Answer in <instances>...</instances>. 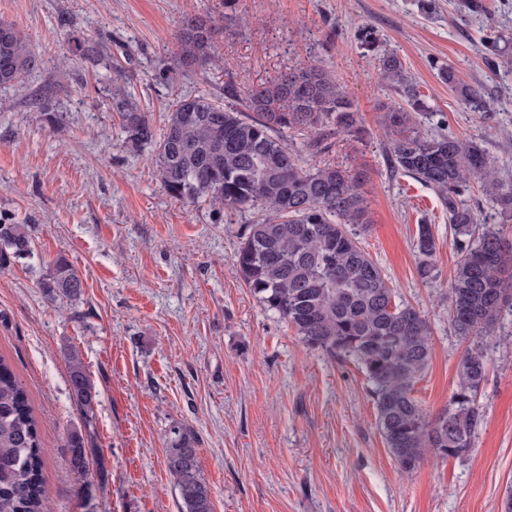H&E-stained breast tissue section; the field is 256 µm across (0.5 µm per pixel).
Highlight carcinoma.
Masks as SVG:
<instances>
[{
	"label": "carcinoma",
	"instance_id": "obj_1",
	"mask_svg": "<svg viewBox=\"0 0 512 512\" xmlns=\"http://www.w3.org/2000/svg\"><path fill=\"white\" fill-rule=\"evenodd\" d=\"M216 28L197 15L184 18L174 54L180 67L202 69L218 61ZM382 78L396 84L404 105L384 116L392 131L390 164L434 189L448 208L458 253L448 285V322L468 342L457 367L448 406L427 412L415 396L434 352L430 319L404 302L362 245L368 224L360 188L367 173L326 163L304 169L283 139L288 130L361 138L362 117L346 92L317 65H303L276 79L243 88L224 81L225 103L203 96H179L169 105L162 132L148 113L121 93L112 97L127 150L152 149L151 162L168 194L180 201L209 202L216 222L224 210H257L262 218L244 225L234 256L236 270L253 297L293 328L311 351L352 359L367 383L378 430L394 461L414 471L427 453L463 459L473 447L484 411L478 403L487 379L481 338L512 304V238L485 227L460 197L470 180L503 223L512 221V186L494 176L492 157L476 141L453 134L422 136L413 115L425 110L420 92L394 54H378ZM38 67L30 39L0 21V87L22 82ZM441 78L460 98L473 102L482 88L461 82L453 69ZM25 224L0 222V267L33 254ZM419 279L439 277L437 241L429 224L414 240ZM44 297L78 304L84 282L65 259L51 264L39 281ZM72 397L85 415L94 411L97 391L78 352L67 354ZM166 467L178 491L180 512H214L210 486L202 474L198 439L181 423L166 437ZM71 464L86 473L88 451L82 433L69 436ZM0 512H47L44 448L26 387L0 355Z\"/></svg>",
	"mask_w": 512,
	"mask_h": 512
}]
</instances>
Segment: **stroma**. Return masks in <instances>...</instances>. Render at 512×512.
<instances>
[{
  "instance_id": "35a3bbf8",
  "label": "stroma",
  "mask_w": 512,
  "mask_h": 512,
  "mask_svg": "<svg viewBox=\"0 0 512 512\" xmlns=\"http://www.w3.org/2000/svg\"><path fill=\"white\" fill-rule=\"evenodd\" d=\"M430 11H423L424 2ZM0 0V21L28 34L41 60L0 87V219L31 226L34 256L0 269V355L28 390L46 451L50 512H178L166 467L173 423L199 440L214 512H505L512 497V307L484 337V419L462 460L426 457L400 470L376 426L365 376L350 360L308 350L267 311L233 264L254 212L214 223L209 203L170 197L150 151L123 148L112 110L116 68L126 92L163 127L179 94L220 97L226 78L249 87L303 63L345 86L363 118L362 142L329 139L304 166L364 167V243L402 299L434 330L429 369L415 387L431 412L456 383L465 344L448 323L457 253L437 193L393 173L382 125L399 97L361 38L373 31L397 54L427 109L422 133L480 142L512 181V0ZM220 29L219 68L178 73L174 33L184 17ZM508 41L487 58L484 37ZM98 54L89 62L75 44ZM450 67L481 86L466 103L439 75ZM56 112L46 124L41 107ZM431 225L440 276L419 280L413 240ZM66 258L84 281L77 309L47 302L41 272ZM77 350L97 392L85 418L69 389L65 354ZM92 448L89 471L70 463L69 434Z\"/></svg>"
}]
</instances>
